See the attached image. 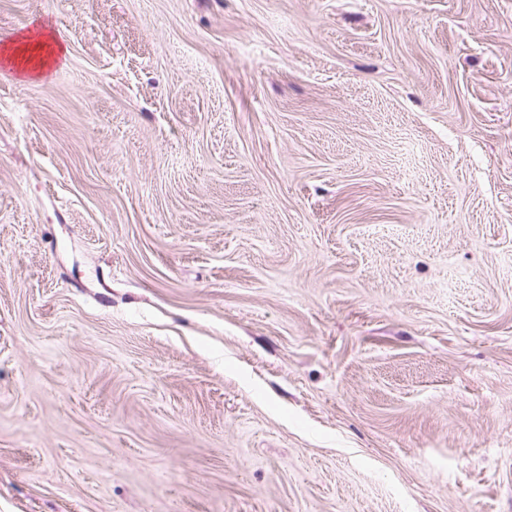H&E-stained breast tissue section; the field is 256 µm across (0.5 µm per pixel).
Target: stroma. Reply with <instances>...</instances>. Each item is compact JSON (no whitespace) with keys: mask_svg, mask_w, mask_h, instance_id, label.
<instances>
[{"mask_svg":"<svg viewBox=\"0 0 512 512\" xmlns=\"http://www.w3.org/2000/svg\"><path fill=\"white\" fill-rule=\"evenodd\" d=\"M0 512H512V0H0ZM55 40L42 31L21 36L11 45H4L2 57L20 72L40 76L50 66L57 54Z\"/></svg>","mask_w":512,"mask_h":512,"instance_id":"1","label":"stroma"}]
</instances>
